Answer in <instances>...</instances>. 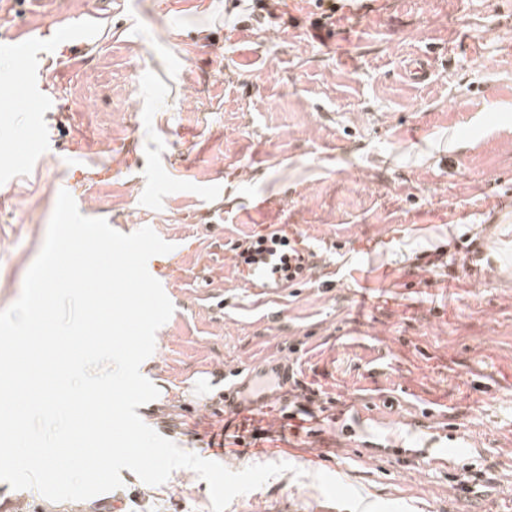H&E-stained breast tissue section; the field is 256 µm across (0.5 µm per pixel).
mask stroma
I'll list each match as a JSON object with an SVG mask.
<instances>
[{
	"label": "stroma",
	"instance_id": "1",
	"mask_svg": "<svg viewBox=\"0 0 512 512\" xmlns=\"http://www.w3.org/2000/svg\"><path fill=\"white\" fill-rule=\"evenodd\" d=\"M0 0L43 31L55 110L0 52V310L20 296L61 189L81 214L173 244L148 261L174 306L142 421L232 471H291L226 512H512V0ZM108 11L70 60L52 15ZM424 56L423 84L405 75ZM286 231L310 276L248 288L237 254ZM282 358L296 381L231 417L224 388ZM313 390L305 403L302 388ZM312 419H297L300 405ZM388 443L369 455L366 441ZM460 448L443 467L426 448ZM480 460L491 483L453 476ZM304 478H296L294 469ZM10 512H211L187 468L159 486Z\"/></svg>",
	"mask_w": 512,
	"mask_h": 512
}]
</instances>
